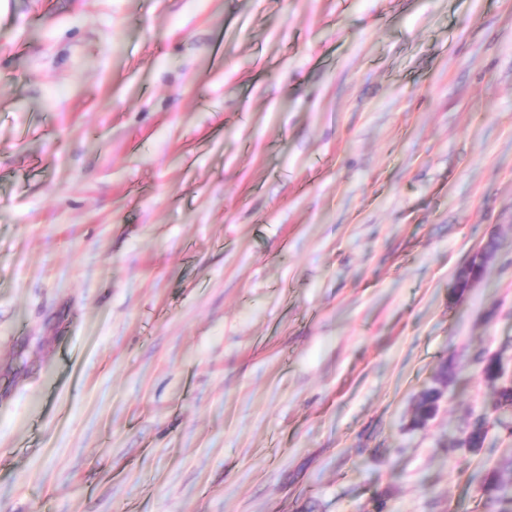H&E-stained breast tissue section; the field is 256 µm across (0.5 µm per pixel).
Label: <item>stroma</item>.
Instances as JSON below:
<instances>
[{"instance_id":"stroma-1","label":"stroma","mask_w":512,"mask_h":512,"mask_svg":"<svg viewBox=\"0 0 512 512\" xmlns=\"http://www.w3.org/2000/svg\"><path fill=\"white\" fill-rule=\"evenodd\" d=\"M489 358L512 0H0V512H500ZM495 247L487 243L476 251L469 262L458 272L456 279L457 292L465 293L481 277L486 265L493 260L495 256Z\"/></svg>"}]
</instances>
